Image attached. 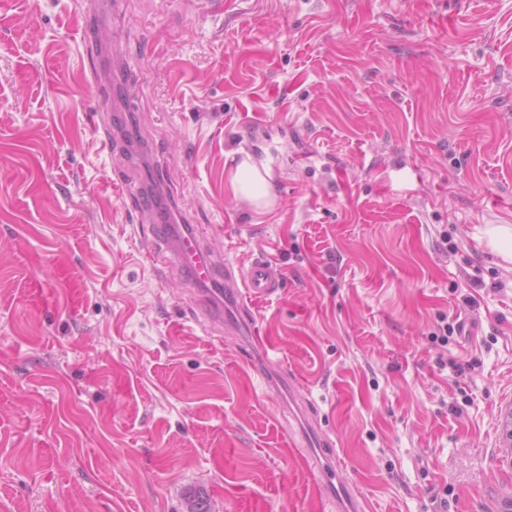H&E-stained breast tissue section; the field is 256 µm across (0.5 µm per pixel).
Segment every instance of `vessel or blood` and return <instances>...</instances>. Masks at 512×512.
I'll use <instances>...</instances> for the list:
<instances>
[{
  "label": "vessel or blood",
  "instance_id": "obj_1",
  "mask_svg": "<svg viewBox=\"0 0 512 512\" xmlns=\"http://www.w3.org/2000/svg\"><path fill=\"white\" fill-rule=\"evenodd\" d=\"M152 238L154 242L169 244L173 263L188 272L192 283L206 284L220 278L224 281L226 293L234 295L242 289L251 299L274 297L281 291L282 274L267 261L252 262L239 273L229 264L219 273L210 262L202 259L199 234L177 231L170 224H158L153 228ZM319 474L328 500L346 505L349 512H369L365 498L353 487L341 485L335 478L334 469L323 467Z\"/></svg>",
  "mask_w": 512,
  "mask_h": 512
}]
</instances>
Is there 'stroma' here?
Listing matches in <instances>:
<instances>
[{
    "instance_id": "1",
    "label": "stroma",
    "mask_w": 512,
    "mask_h": 512,
    "mask_svg": "<svg viewBox=\"0 0 512 512\" xmlns=\"http://www.w3.org/2000/svg\"><path fill=\"white\" fill-rule=\"evenodd\" d=\"M83 15L0 0V512H335L319 431L371 512H502L512 0H111L88 48ZM151 171L206 259L280 269L249 311L288 386L143 258ZM230 186L234 197L246 199L257 208L268 203L267 179L247 159L237 165L231 176ZM489 245L498 251L505 261L512 260V228L505 225H495L488 229Z\"/></svg>"
}]
</instances>
